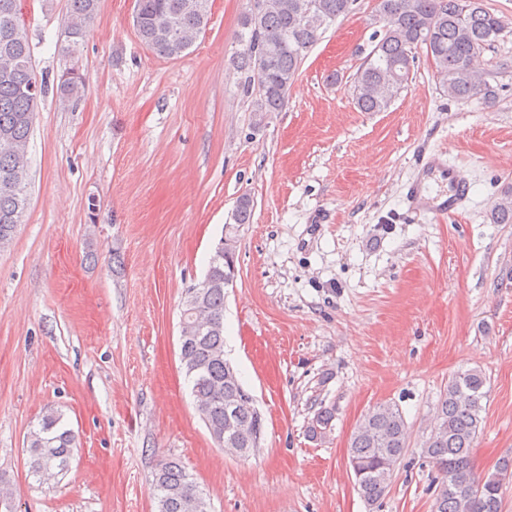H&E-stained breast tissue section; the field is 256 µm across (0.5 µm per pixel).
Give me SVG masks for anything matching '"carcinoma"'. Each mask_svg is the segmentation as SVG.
Segmentation results:
<instances>
[{
	"label": "carcinoma",
	"mask_w": 512,
	"mask_h": 512,
	"mask_svg": "<svg viewBox=\"0 0 512 512\" xmlns=\"http://www.w3.org/2000/svg\"><path fill=\"white\" fill-rule=\"evenodd\" d=\"M18 0H0V249L12 242L27 207L26 150L38 103L48 91L37 80L31 47L23 30ZM210 0H139V40L155 54L177 59L192 47L209 23ZM260 16L248 10L240 20L241 50L235 65L243 96L254 97L253 111L280 112L299 66L325 30L353 11L356 0H270ZM69 34L77 38L98 17L99 0H68ZM383 21L381 38L365 57L354 85L355 103L362 112H381L398 95L414 66L413 50L426 47L448 97L456 100L495 98L490 85L476 89L473 57L492 45L503 28L484 0H377ZM40 82L41 90L31 91ZM258 94H253V88ZM63 100L85 91L81 74L57 86ZM253 201L238 199L232 230L216 248L203 282L189 288L181 313L180 361L192 384L197 410L213 441L249 455L262 437L259 412H229L244 394L236 372L224 360V252L235 253L238 228L250 223ZM495 224H512V192L492 211ZM485 374L475 368L458 371L440 399L439 409L422 453L441 475L435 512H501L502 479L512 475V460L494 470L475 469L472 451L481 429ZM332 415L318 412L311 436L324 438ZM78 448L72 430L57 414L43 416L27 436L31 475H63ZM407 452V430L399 408L381 403L367 412L349 442L348 458L355 485L374 505L386 494L396 467ZM158 512H209V503L186 470L163 460L152 479Z\"/></svg>",
	"instance_id": "cac0c4a2"
}]
</instances>
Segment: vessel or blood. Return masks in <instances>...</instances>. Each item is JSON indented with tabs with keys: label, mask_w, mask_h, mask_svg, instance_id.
I'll return each mask as SVG.
<instances>
[{
	"label": "vessel or blood",
	"mask_w": 512,
	"mask_h": 512,
	"mask_svg": "<svg viewBox=\"0 0 512 512\" xmlns=\"http://www.w3.org/2000/svg\"><path fill=\"white\" fill-rule=\"evenodd\" d=\"M469 185L458 167L436 160L426 162L408 189L410 202L438 217L455 214Z\"/></svg>",
	"instance_id": "1"
}]
</instances>
